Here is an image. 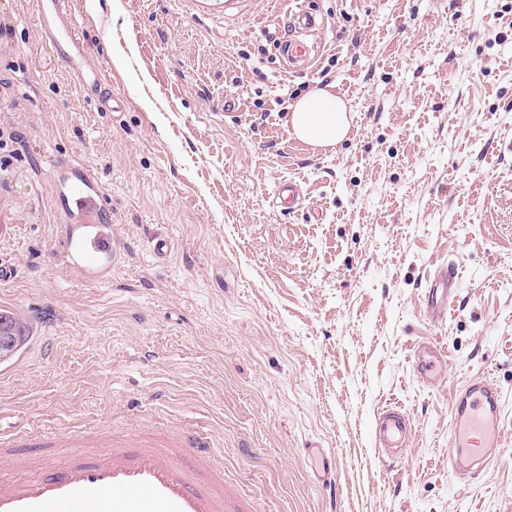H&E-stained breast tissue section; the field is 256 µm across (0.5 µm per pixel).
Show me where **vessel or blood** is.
Returning a JSON list of instances; mask_svg holds the SVG:
<instances>
[{
    "mask_svg": "<svg viewBox=\"0 0 512 512\" xmlns=\"http://www.w3.org/2000/svg\"><path fill=\"white\" fill-rule=\"evenodd\" d=\"M245 0H187L195 11L223 18L241 10ZM68 0H36L41 38L57 59L66 63L80 94L100 108L119 112L123 103L104 96L105 70L95 61L76 32ZM322 18L305 10L287 22L290 37L278 49L289 67L308 63L318 44L308 40ZM62 200L60 245L71 266L89 281L109 279L118 252L112 227L105 223L106 198L94 172L69 163L55 168ZM455 264L440 267L429 281L425 305L433 320H442L457 286ZM446 352L437 344L422 345L412 367L429 382L441 376ZM504 395L487 376L466 380L451 405V445L454 470L487 468L503 441ZM408 420L401 409L389 407L378 418L375 438L380 447H402ZM85 455L53 466L46 475L21 481L0 480V512H244L229 504L224 477L212 470L214 455L203 432L184 429L158 432L148 440L106 441L92 450L91 440L78 439Z\"/></svg>",
    "mask_w": 512,
    "mask_h": 512,
    "instance_id": "obj_1",
    "label": "vessel or blood"
}]
</instances>
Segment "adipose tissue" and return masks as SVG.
Here are the masks:
<instances>
[{
    "instance_id": "ef3b65f1",
    "label": "adipose tissue",
    "mask_w": 512,
    "mask_h": 512,
    "mask_svg": "<svg viewBox=\"0 0 512 512\" xmlns=\"http://www.w3.org/2000/svg\"><path fill=\"white\" fill-rule=\"evenodd\" d=\"M289 124L297 138L316 146L339 143L349 128L343 100L326 89L300 98L291 109Z\"/></svg>"
}]
</instances>
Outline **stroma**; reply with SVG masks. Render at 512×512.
I'll list each match as a JSON object with an SVG mask.
<instances>
[{
	"label": "stroma",
	"instance_id": "obj_1",
	"mask_svg": "<svg viewBox=\"0 0 512 512\" xmlns=\"http://www.w3.org/2000/svg\"><path fill=\"white\" fill-rule=\"evenodd\" d=\"M299 2L216 20L185 0H69L125 101L112 114L43 44L33 0H0V258L19 271L0 309L31 330L0 368V434L200 427L250 512H512V402L496 463L448 471L461 383L512 399V0H311L321 50L292 72L274 41ZM315 88L348 104L337 145L287 124ZM61 161L107 196L108 282L58 247ZM288 179L290 213L272 203ZM450 262L434 322L425 288ZM425 341L448 350L435 385L411 367ZM389 405L412 431L388 462L371 429ZM309 443L334 455L333 489ZM458 271L453 263L440 267L429 280L425 293V305L429 316L442 320L448 310V299L457 286Z\"/></svg>",
	"mask_w": 512,
	"mask_h": 512
}]
</instances>
